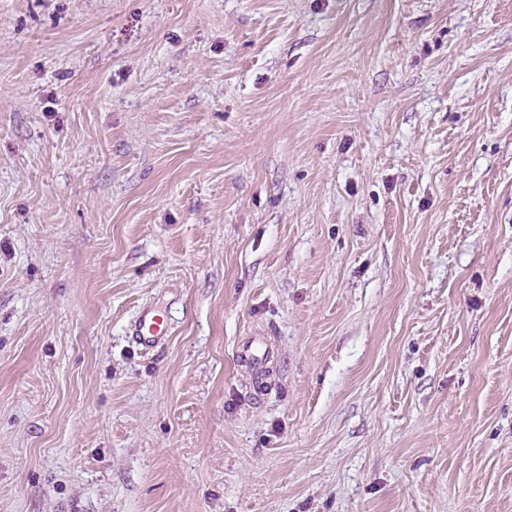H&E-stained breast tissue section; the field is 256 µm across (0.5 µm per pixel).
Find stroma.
<instances>
[{
	"mask_svg": "<svg viewBox=\"0 0 512 512\" xmlns=\"http://www.w3.org/2000/svg\"><path fill=\"white\" fill-rule=\"evenodd\" d=\"M0 512H512V0H0ZM171 329L164 310L147 306L130 324L129 336L139 349L149 351L162 345L170 336ZM239 353L253 371L263 372L275 358V348L265 336L250 338L239 346Z\"/></svg>",
	"mask_w": 512,
	"mask_h": 512,
	"instance_id": "1",
	"label": "stroma"
}]
</instances>
